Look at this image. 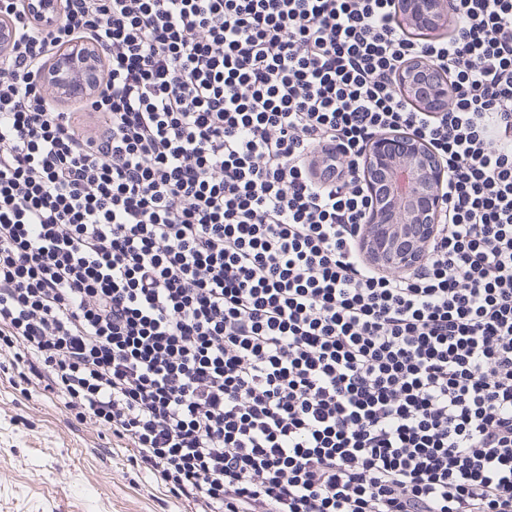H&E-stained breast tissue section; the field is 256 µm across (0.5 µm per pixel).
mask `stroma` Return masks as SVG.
Returning <instances> with one entry per match:
<instances>
[{
  "mask_svg": "<svg viewBox=\"0 0 512 512\" xmlns=\"http://www.w3.org/2000/svg\"><path fill=\"white\" fill-rule=\"evenodd\" d=\"M0 353V512H185L133 467L110 431L61 404L22 395Z\"/></svg>",
  "mask_w": 512,
  "mask_h": 512,
  "instance_id": "stroma-1",
  "label": "stroma"
}]
</instances>
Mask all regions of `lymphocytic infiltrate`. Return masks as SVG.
<instances>
[{
    "instance_id": "lymphocytic-infiltrate-1",
    "label": "lymphocytic infiltrate",
    "mask_w": 512,
    "mask_h": 512,
    "mask_svg": "<svg viewBox=\"0 0 512 512\" xmlns=\"http://www.w3.org/2000/svg\"><path fill=\"white\" fill-rule=\"evenodd\" d=\"M0 60V349L191 512H512V0H63ZM75 40L100 89L36 75ZM448 76L444 112L394 78ZM419 137L448 213L362 254L365 149ZM453 0H400L399 11L411 26L424 31L429 36L447 35L448 19L454 14ZM438 28V29H437ZM436 29V30H435Z\"/></svg>"
}]
</instances>
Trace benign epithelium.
I'll return each mask as SVG.
<instances>
[{
  "mask_svg": "<svg viewBox=\"0 0 512 512\" xmlns=\"http://www.w3.org/2000/svg\"><path fill=\"white\" fill-rule=\"evenodd\" d=\"M42 25L60 18L62 0H35L28 6ZM399 11L411 26L435 30L454 14L453 0H400ZM97 50L89 41L74 43L51 57L39 77L54 94L81 100L96 92L100 84ZM81 70L80 80L72 73ZM396 84L406 90L428 112L448 111V81L416 60L396 75ZM365 173L374 204L369 210L362 246L377 265L394 271L411 269L422 255L447 213L448 197L442 186L446 170L411 134H385L369 145Z\"/></svg>",
  "mask_w": 512,
  "mask_h": 512,
  "instance_id": "benign-epithelium-1",
  "label": "benign epithelium"
}]
</instances>
